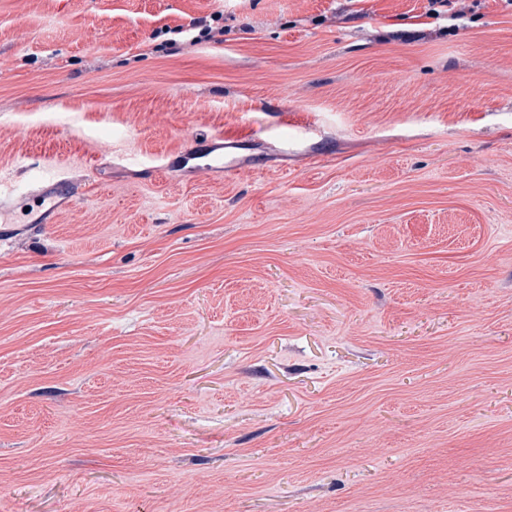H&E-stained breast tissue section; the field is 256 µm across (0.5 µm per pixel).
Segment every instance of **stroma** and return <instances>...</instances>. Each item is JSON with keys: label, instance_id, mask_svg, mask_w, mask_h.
Segmentation results:
<instances>
[{"label": "stroma", "instance_id": "35a3bbf8", "mask_svg": "<svg viewBox=\"0 0 512 512\" xmlns=\"http://www.w3.org/2000/svg\"><path fill=\"white\" fill-rule=\"evenodd\" d=\"M426 5L0 0V194L76 189L0 244V512H512V6Z\"/></svg>", "mask_w": 512, "mask_h": 512}]
</instances>
